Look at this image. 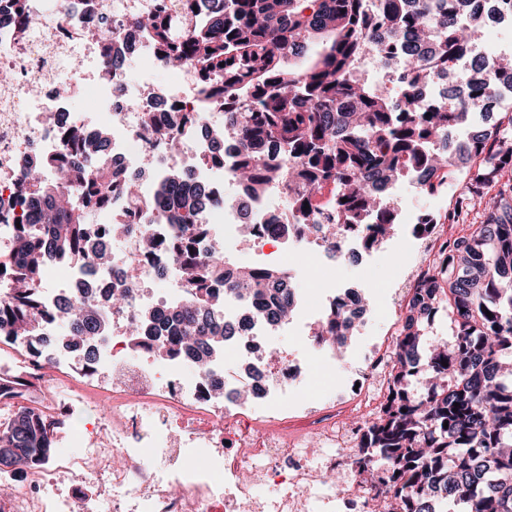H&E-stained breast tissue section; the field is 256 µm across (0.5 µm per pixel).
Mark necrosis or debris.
Instances as JSON below:
<instances>
[{
	"instance_id": "1",
	"label": "necrosis or debris",
	"mask_w": 512,
	"mask_h": 512,
	"mask_svg": "<svg viewBox=\"0 0 512 512\" xmlns=\"http://www.w3.org/2000/svg\"><path fill=\"white\" fill-rule=\"evenodd\" d=\"M170 0H0V71L10 72L0 85V255L8 256L27 223L31 204L20 179L33 162L59 154L73 163L81 155L63 141L55 113H66L86 136L112 133L102 166L119 164V182L111 198L98 205L84 228L88 243L122 241L106 269L88 274V257L43 263L40 295L54 308L64 294L102 297L107 289L134 282L130 302L108 311L109 329L96 357L86 361L72 348L36 360V341H0V414L29 407L47 420L64 424L91 415L96 406L82 380L105 384L112 415L97 419L79 453L60 454L46 466L24 474L0 476V512H328L318 487L330 472L344 469L346 479L336 497L344 512H382L370 488L376 470L358 471L354 459L360 430L335 417H312L306 427L289 430L281 405L304 377L300 359L272 353L264 339L271 325L253 321L224 346L228 363L191 372L189 357H166L159 339L133 343L130 334L142 310L161 309L185 300V282L166 247L169 226L151 208L156 180L179 169L189 188L206 185L224 195L235 180L223 160L210 151L209 129L222 124L241 103L222 104L197 114V78L186 69H165L157 49L133 35L131 21L139 10ZM110 24L114 35L103 42L99 32ZM122 65L104 74L107 56ZM493 68L491 49L477 43L457 58L445 78L420 86L424 100L468 94L465 75L473 60ZM168 80L155 82L158 71ZM86 99L83 112L75 101ZM179 133V149H171L166 131ZM140 186L138 203L125 196L122 182ZM282 186H271L263 205L251 206L253 218L243 223L238 211L213 207L199 212L197 222L206 241L234 249L243 237L267 241L269 214L290 223L288 211H274ZM155 238L153 254L140 249L143 237ZM322 447L310 452V438ZM163 451L168 467H150L154 452ZM61 474L87 477V487L50 494L47 484ZM273 482L277 497L260 498V485Z\"/></svg>"
}]
</instances>
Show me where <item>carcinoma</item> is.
Masks as SVG:
<instances>
[{
	"mask_svg": "<svg viewBox=\"0 0 512 512\" xmlns=\"http://www.w3.org/2000/svg\"><path fill=\"white\" fill-rule=\"evenodd\" d=\"M366 2L184 0L176 17L148 11L133 26L161 51L165 65L198 77L200 111H211L219 94L244 105L214 131L211 149L224 154V140L233 135L234 176L253 200L282 178L281 165L291 169L297 187L288 189L286 203L295 223L280 224L274 214L265 223L277 238L312 230L334 258L341 238L358 227L365 248L376 250L400 224L384 189L421 169L448 180L462 175L465 197L487 198L480 223L446 243L407 304L387 402L359 424L365 433L356 464L380 467L376 497L394 502L399 512H448L450 505L458 512H512V379L502 375L503 361L512 357V111L501 108L502 97L493 90L497 83L512 86V65L500 56L488 75L478 61L467 98L425 105L418 87L433 72H447L476 43L487 13L465 0H380L376 10ZM380 26L389 34L385 45L374 35ZM408 38L434 44L432 56L403 48ZM369 54L399 66L396 95H379L356 77L357 60ZM291 59L304 64L285 65ZM219 73L239 77L216 89L212 76ZM478 101L484 102L483 118L495 112L500 118L477 130L470 105ZM61 122L69 130L65 143L78 145L85 157L106 149L109 132L86 139ZM447 128L465 135L442 147ZM44 167L57 168L58 182L35 179L38 167L21 178L41 235L21 230L4 260L14 275V296L0 301V329L12 337L34 335L37 318L46 315L37 293L42 261L78 253L84 224L114 189L109 169L74 166L63 157ZM87 183L90 190L75 204L72 193ZM210 202L206 186L187 191L177 170L156 181L152 207L173 229L171 255L188 299L142 317L147 324L175 325L168 353L189 356L202 370L224 352V336L234 331L228 325L220 332L212 320L217 302L211 281L228 263L222 247H203L204 231L195 225L197 210ZM447 223H458V215L426 214L413 234L427 236ZM295 294L275 268L224 279V298L251 301L256 317L271 324L285 321ZM356 303L351 312L336 297L315 342L343 347L353 319L365 311L361 300ZM441 311L448 313L451 340L426 351V330ZM50 317L64 323L68 343L82 345L85 358L94 359L108 329L102 305L63 297ZM55 451L51 426L35 410L20 408L0 423V457L7 458L0 472L42 466Z\"/></svg>",
	"mask_w": 512,
	"mask_h": 512,
	"instance_id": "cac0c4a2",
	"label": "carcinoma"
}]
</instances>
